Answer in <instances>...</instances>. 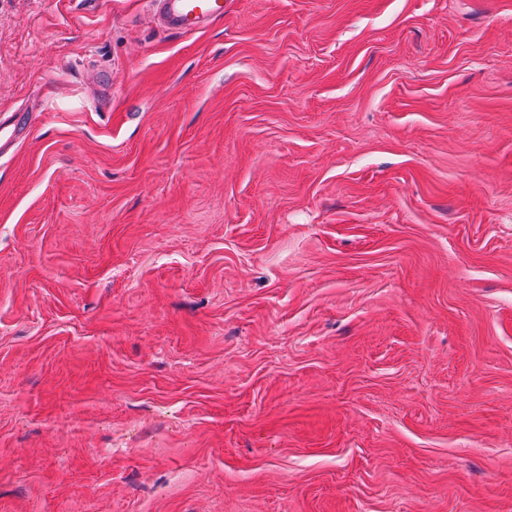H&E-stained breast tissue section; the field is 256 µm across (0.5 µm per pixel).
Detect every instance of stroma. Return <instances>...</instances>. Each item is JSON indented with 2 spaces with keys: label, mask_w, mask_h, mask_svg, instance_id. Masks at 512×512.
<instances>
[{
  "label": "stroma",
  "mask_w": 512,
  "mask_h": 512,
  "mask_svg": "<svg viewBox=\"0 0 512 512\" xmlns=\"http://www.w3.org/2000/svg\"><path fill=\"white\" fill-rule=\"evenodd\" d=\"M18 109L0 512H512V0H0ZM159 23L181 34L202 30L224 17V0H153Z\"/></svg>",
  "instance_id": "1"
}]
</instances>
